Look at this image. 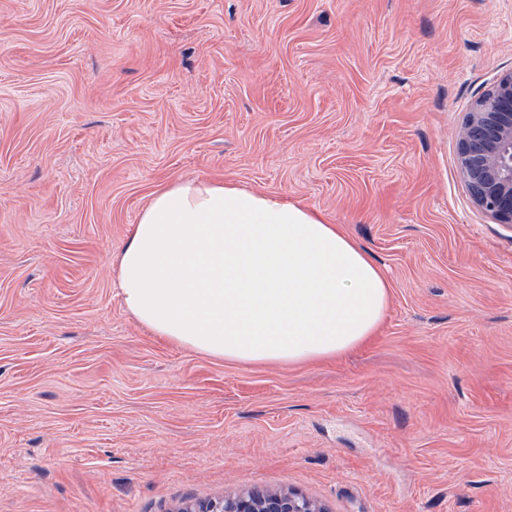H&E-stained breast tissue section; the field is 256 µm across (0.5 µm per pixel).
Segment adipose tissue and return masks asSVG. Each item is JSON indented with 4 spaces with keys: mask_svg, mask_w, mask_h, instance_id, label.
<instances>
[{
    "mask_svg": "<svg viewBox=\"0 0 512 512\" xmlns=\"http://www.w3.org/2000/svg\"><path fill=\"white\" fill-rule=\"evenodd\" d=\"M114 266L153 335L243 365L336 358L376 336L390 302L380 266L321 213L221 180L156 190Z\"/></svg>",
    "mask_w": 512,
    "mask_h": 512,
    "instance_id": "ef3b65f1",
    "label": "adipose tissue"
}]
</instances>
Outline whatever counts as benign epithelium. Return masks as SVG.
I'll list each match as a JSON object with an SVG mask.
<instances>
[{
	"label": "benign epithelium",
	"instance_id": "benign-epithelium-1",
	"mask_svg": "<svg viewBox=\"0 0 512 512\" xmlns=\"http://www.w3.org/2000/svg\"><path fill=\"white\" fill-rule=\"evenodd\" d=\"M460 173L472 202L504 224L512 223V72L475 100L457 144ZM178 512H324L295 492L242 491L196 510Z\"/></svg>",
	"mask_w": 512,
	"mask_h": 512
}]
</instances>
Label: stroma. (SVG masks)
Listing matches in <instances>:
<instances>
[{"instance_id": "35a3bbf8", "label": "stroma", "mask_w": 512, "mask_h": 512, "mask_svg": "<svg viewBox=\"0 0 512 512\" xmlns=\"http://www.w3.org/2000/svg\"><path fill=\"white\" fill-rule=\"evenodd\" d=\"M512 0H0V512H512V225L457 164ZM221 178L322 211L391 282L341 357L153 336L112 257ZM177 512H325L314 501L295 492L264 490L242 491L211 501L196 510L182 508Z\"/></svg>"}]
</instances>
